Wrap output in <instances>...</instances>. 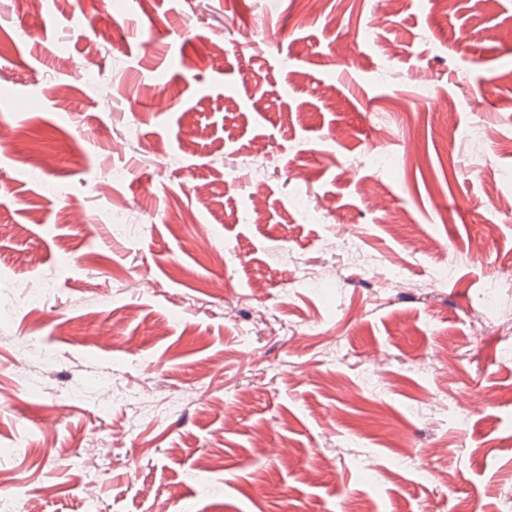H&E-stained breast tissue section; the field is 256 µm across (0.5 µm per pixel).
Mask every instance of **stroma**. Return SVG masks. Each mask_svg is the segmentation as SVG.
Segmentation results:
<instances>
[{"label": "stroma", "mask_w": 512, "mask_h": 512, "mask_svg": "<svg viewBox=\"0 0 512 512\" xmlns=\"http://www.w3.org/2000/svg\"><path fill=\"white\" fill-rule=\"evenodd\" d=\"M89 67L99 85L81 80ZM1 122L0 225L23 227L0 238V307L14 310L0 450L31 440L10 462L18 512H84L74 462L90 453L111 461L100 512L512 499V208L497 202L512 198V0H46L25 15L0 0ZM381 154L389 170L365 165ZM106 165L128 178L100 192ZM298 197L318 222L295 215ZM172 210L194 223H168ZM350 232L406 287L323 249ZM214 242L237 260L214 265ZM440 247L456 267L432 288ZM301 267L319 287L294 283ZM13 278L54 291L20 307ZM491 278L495 319L478 331ZM369 367L380 394L358 388ZM102 383L141 395L135 435L129 409L101 406ZM438 398L449 412H432ZM405 448L414 469L390 479Z\"/></svg>", "instance_id": "obj_1"}]
</instances>
